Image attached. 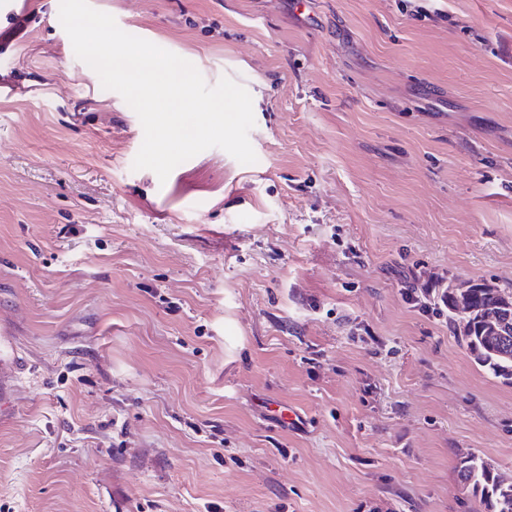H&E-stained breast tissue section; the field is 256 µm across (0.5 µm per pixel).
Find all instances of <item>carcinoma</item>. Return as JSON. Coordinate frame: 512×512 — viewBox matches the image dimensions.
<instances>
[{
    "label": "carcinoma",
    "mask_w": 512,
    "mask_h": 512,
    "mask_svg": "<svg viewBox=\"0 0 512 512\" xmlns=\"http://www.w3.org/2000/svg\"><path fill=\"white\" fill-rule=\"evenodd\" d=\"M444 316L480 366L496 378L512 380L511 294L471 281L450 286ZM456 471L484 512H503L504 504H512V483H505L480 455L458 456Z\"/></svg>",
    "instance_id": "cac0c4a2"
}]
</instances>
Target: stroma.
<instances>
[{
    "mask_svg": "<svg viewBox=\"0 0 512 512\" xmlns=\"http://www.w3.org/2000/svg\"><path fill=\"white\" fill-rule=\"evenodd\" d=\"M252 97L161 184L60 0L0 15V512H476L512 384L405 300L512 292V0H89ZM456 471L463 488L471 490L484 512H504V504H512V483H505L494 466L480 455H459Z\"/></svg>",
    "mask_w": 512,
    "mask_h": 512,
    "instance_id": "stroma-1",
    "label": "stroma"
}]
</instances>
